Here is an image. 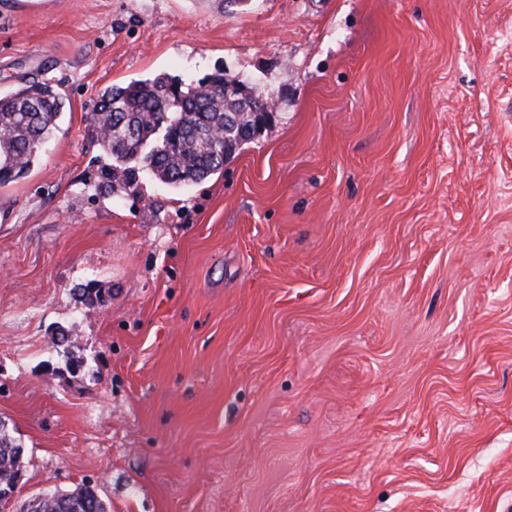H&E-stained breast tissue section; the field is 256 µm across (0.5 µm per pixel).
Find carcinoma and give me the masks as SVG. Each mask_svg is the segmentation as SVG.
<instances>
[{"label":"carcinoma","mask_w":512,"mask_h":512,"mask_svg":"<svg viewBox=\"0 0 512 512\" xmlns=\"http://www.w3.org/2000/svg\"><path fill=\"white\" fill-rule=\"evenodd\" d=\"M220 83H226L222 72L189 83L159 74L101 90L91 127L107 159L104 172L112 192L136 190L140 165L174 189L224 168L247 143L243 132L266 109L269 97L252 86L245 94L228 93L218 88ZM61 110L62 97L38 82L0 97V186L31 170L58 130ZM20 447L12 430L0 428V490L15 488L22 475ZM44 496L43 503L29 504L25 512H107L89 487Z\"/></svg>","instance_id":"carcinoma-1"}]
</instances>
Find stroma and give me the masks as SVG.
<instances>
[{"label":"stroma","instance_id":"obj_1","mask_svg":"<svg viewBox=\"0 0 512 512\" xmlns=\"http://www.w3.org/2000/svg\"><path fill=\"white\" fill-rule=\"evenodd\" d=\"M219 71L277 100L260 138L90 193L103 87ZM34 82L65 107L0 187L10 512H512V0H0V97ZM14 429H2L0 425V503H10L15 492L5 489H14L22 475L24 456L16 452L17 448H24L13 435ZM43 503L34 508L31 502L22 511L26 512H107L106 505L89 487L75 488L66 493L46 492ZM41 509L43 511H38Z\"/></svg>","mask_w":512,"mask_h":512}]
</instances>
